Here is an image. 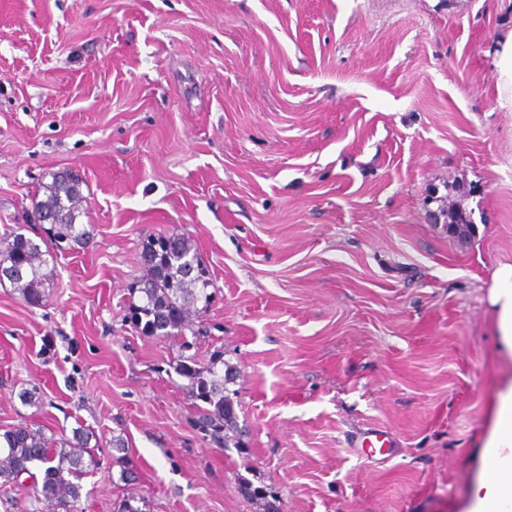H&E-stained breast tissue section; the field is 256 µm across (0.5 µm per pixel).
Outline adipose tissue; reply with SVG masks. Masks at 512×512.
Listing matches in <instances>:
<instances>
[{"mask_svg": "<svg viewBox=\"0 0 512 512\" xmlns=\"http://www.w3.org/2000/svg\"><path fill=\"white\" fill-rule=\"evenodd\" d=\"M489 303L494 313L496 350L512 362V264L492 274ZM479 465L463 512H512V377L497 386L478 445Z\"/></svg>", "mask_w": 512, "mask_h": 512, "instance_id": "obj_1", "label": "adipose tissue"}]
</instances>
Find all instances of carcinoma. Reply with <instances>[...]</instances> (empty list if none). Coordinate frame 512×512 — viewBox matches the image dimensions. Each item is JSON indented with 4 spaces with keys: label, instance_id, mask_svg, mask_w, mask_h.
Wrapping results in <instances>:
<instances>
[{
    "label": "carcinoma",
    "instance_id": "cac0c4a2",
    "mask_svg": "<svg viewBox=\"0 0 512 512\" xmlns=\"http://www.w3.org/2000/svg\"><path fill=\"white\" fill-rule=\"evenodd\" d=\"M51 182L42 184L43 199L35 202V213L47 218L41 233L28 237L13 231L0 239V284L9 282L13 291L30 305H40L45 298V284L53 280L54 268L48 258L58 253L85 247L92 238L91 225L79 218L86 214V196L82 180L69 172L50 174ZM439 212L448 232L467 240L474 232L472 213L458 204H442ZM144 261L148 267L145 278L128 288L129 305L125 321L144 336L180 337L189 329L191 317L200 311L198 303L208 308L213 299L211 277L203 278L191 270L198 266L192 240L171 233L153 237L144 245ZM195 342L183 341L184 354L173 366L174 371L189 380L191 397L201 402L194 426L203 432L209 443L226 451L247 453L243 430L235 410L237 366L224 360V351L214 352L206 364L195 355L186 354ZM95 434L79 427L70 439L54 440L41 428L19 424L0 433V483L17 484L22 476L33 479L32 490L37 501L52 512H77L82 498L81 484L90 469L98 465L96 450L91 444ZM113 459L121 466L119 480L126 486L137 484V471L126 463V446L122 436L112 438ZM248 478L237 474L242 493L262 507V512H279L277 496L264 484L256 485V471L249 465ZM143 498L129 494L119 500L116 512H146Z\"/></svg>",
    "mask_w": 512,
    "mask_h": 512
}]
</instances>
